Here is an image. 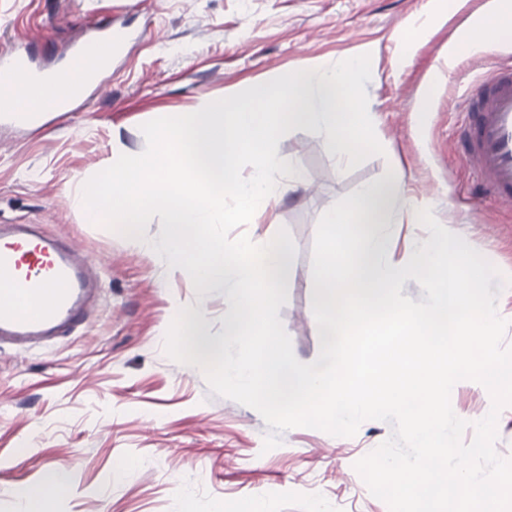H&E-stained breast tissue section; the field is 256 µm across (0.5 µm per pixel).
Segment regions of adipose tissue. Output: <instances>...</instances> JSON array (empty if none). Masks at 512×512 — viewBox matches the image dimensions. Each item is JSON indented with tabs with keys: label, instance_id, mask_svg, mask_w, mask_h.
<instances>
[{
	"label": "adipose tissue",
	"instance_id": "obj_1",
	"mask_svg": "<svg viewBox=\"0 0 512 512\" xmlns=\"http://www.w3.org/2000/svg\"><path fill=\"white\" fill-rule=\"evenodd\" d=\"M112 55V42L98 43L72 59L56 78L32 87L26 86L21 75L0 78V109L16 105L36 112L62 109L78 98L86 84L111 62Z\"/></svg>",
	"mask_w": 512,
	"mask_h": 512
}]
</instances>
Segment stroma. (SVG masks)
<instances>
[{
    "instance_id": "obj_1",
    "label": "stroma",
    "mask_w": 512,
    "mask_h": 512,
    "mask_svg": "<svg viewBox=\"0 0 512 512\" xmlns=\"http://www.w3.org/2000/svg\"><path fill=\"white\" fill-rule=\"evenodd\" d=\"M494 0H0V47L61 67L93 30L132 32L67 114L39 125L0 124V225L33 224L91 260L96 304L70 335L0 347V512H21L24 488L61 469L73 486L55 512H218L261 495L276 512H389L354 464L392 433L364 421L355 436L297 427L264 450L269 428L253 408L211 393L203 372L171 359L166 331L185 306L203 307L224 335L223 289L200 298L189 274L153 249L152 218L136 245L86 223L84 180L112 153L144 151V123L190 112L278 76L370 54L368 114L384 152L347 169L315 129L293 131L277 154L307 189L254 213L241 231L259 246L287 230L288 291L278 316L296 359L314 362L312 252L320 217L338 200L401 173L404 194L499 271L512 272V208L484 195L460 152L463 95L512 39L455 46ZM416 28L407 41L408 28Z\"/></svg>"
}]
</instances>
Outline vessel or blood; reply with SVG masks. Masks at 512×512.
<instances>
[{"label":"vessel or blood","instance_id":"1","mask_svg":"<svg viewBox=\"0 0 512 512\" xmlns=\"http://www.w3.org/2000/svg\"><path fill=\"white\" fill-rule=\"evenodd\" d=\"M21 70L31 82L55 78L54 69L14 46L0 49V75ZM463 155L488 195L512 203V66H500L471 86ZM21 283L40 308L21 314L8 292ZM93 283L84 260L60 239L27 225L0 232V344L50 341L66 335L87 315Z\"/></svg>","mask_w":512,"mask_h":512}]
</instances>
